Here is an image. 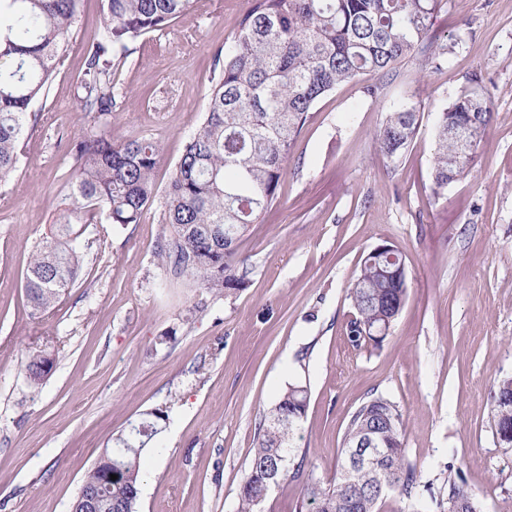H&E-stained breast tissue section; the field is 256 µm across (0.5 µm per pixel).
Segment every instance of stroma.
Returning a JSON list of instances; mask_svg holds the SVG:
<instances>
[{
  "mask_svg": "<svg viewBox=\"0 0 512 512\" xmlns=\"http://www.w3.org/2000/svg\"><path fill=\"white\" fill-rule=\"evenodd\" d=\"M249 5L195 0L131 45L112 137L160 143L157 196L140 223L88 226L74 287L35 317L30 255L66 203L71 144L87 125L73 90L101 15L98 0L80 4L65 65L0 181V512H70L102 450L158 408L165 450L145 454L138 512H237L260 419L297 380L310 393L296 439L304 474L273 485L262 512H294L308 480L334 481L350 416L374 394L401 411L423 481L441 488L459 468L482 512H512V448L494 434L491 405L496 380L512 375V0H447L433 25L453 48L447 66L416 57L378 97L349 82L314 106L274 207L238 245L244 287L218 297L160 265L161 213L205 115L214 54ZM475 72L493 121L471 174L437 196L436 113ZM401 100L423 116L394 168L376 133ZM384 243L405 258L408 296L381 347L357 351L349 288ZM47 343L54 369L30 388L21 363Z\"/></svg>",
  "mask_w": 512,
  "mask_h": 512,
  "instance_id": "35a3bbf8",
  "label": "stroma"
}]
</instances>
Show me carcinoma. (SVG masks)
Wrapping results in <instances>:
<instances>
[{
	"label": "carcinoma",
	"instance_id": "obj_1",
	"mask_svg": "<svg viewBox=\"0 0 512 512\" xmlns=\"http://www.w3.org/2000/svg\"><path fill=\"white\" fill-rule=\"evenodd\" d=\"M232 43L218 50L203 122L185 144L162 212L170 235L158 247L161 264L217 296L245 283L232 263L248 225L275 204L286 159L309 112L344 82L366 76L375 97L379 81L421 55L441 70L448 44L433 39V20L443 0H251ZM80 0H0V179L18 162L17 146L35 102L44 98L63 67ZM193 0H100L102 22L84 45V70L76 82L78 110L91 126L75 144L76 163L67 184L69 204L62 221L35 246L25 277L31 315L50 311L72 288L82 265L76 240L81 230L107 223L138 224L154 202V171L160 145L147 139L112 140L108 130L117 100V75L129 44L172 24ZM420 107L391 106L377 134L381 155L396 166L419 130ZM491 118V98L473 74L461 93L437 112L431 165L434 193L471 171ZM400 251L368 252L349 288L355 309L347 325L353 348L378 346L391 333L408 294L407 279L394 271ZM55 359L42 349L28 353L22 368L37 389ZM309 401L308 386L288 384L259 422L258 446L239 493V512H259L272 485L298 476L305 457H296L293 439ZM495 433H512V376L496 383L492 395ZM139 438H115L125 470L105 480L106 450L87 472L81 488L94 490V512H137L141 457L158 435L142 421ZM405 422L390 399L378 395L351 415L341 446L340 470L368 436L382 460L360 467L351 478L306 485L295 512H379L390 492L415 499L421 473L406 460ZM447 492L437 502L447 512H481L461 472L448 474Z\"/></svg>",
	"mask_w": 512,
	"mask_h": 512
}]
</instances>
